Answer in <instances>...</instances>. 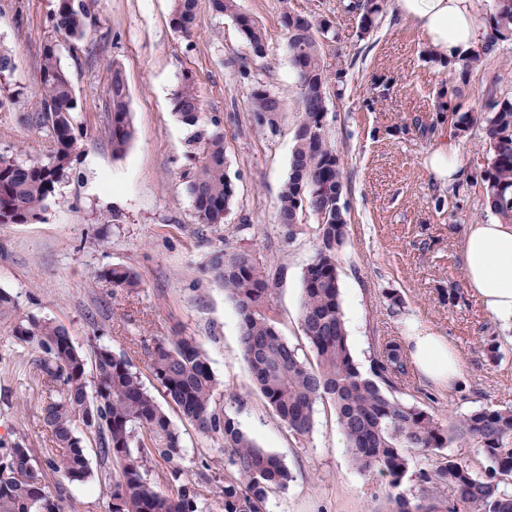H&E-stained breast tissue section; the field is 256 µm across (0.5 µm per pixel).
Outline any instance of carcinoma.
<instances>
[{"instance_id": "obj_1", "label": "carcinoma", "mask_w": 512, "mask_h": 512, "mask_svg": "<svg viewBox=\"0 0 512 512\" xmlns=\"http://www.w3.org/2000/svg\"><path fill=\"white\" fill-rule=\"evenodd\" d=\"M100 0H57L49 35L39 60L38 118L48 123L53 149L43 160L0 154V224L42 220L47 203L67 183L84 154L73 112L75 91L61 65L60 42L86 39L100 24ZM386 0H347L344 9L358 19L362 40L381 22ZM197 0H174L171 23L185 36L198 27ZM215 16L232 18L250 50L263 59L268 50L264 25L242 10L239 0H210ZM492 37L483 50L448 66L430 47L428 62L449 68L451 80L433 90L432 115L414 120L428 138L452 117L457 137L479 125L489 154L487 165L467 178L484 196L486 210L508 215L512 208V98L489 100L487 110H463L472 67L512 42V0H498L487 14ZM280 26L296 76L300 120L293 133L288 177L276 202L278 223L288 235L313 220L316 248L302 274L300 323L312 359L302 358L268 315L276 288L266 263L254 250H220L207 270L224 286L239 316V342L251 381L275 416L299 437L314 425L315 406L330 403L353 466L385 479L387 512H512V493L501 486L512 475V405L483 407L450 425L427 407L399 400L395 393L411 377L402 343L384 339L373 347L370 373L356 366L348 344L340 294L338 253L348 235L350 208L344 199L345 167L327 124V100L334 85L346 82L353 60L325 62L324 41L336 38L333 20L291 10L280 0ZM109 138L112 153L123 154L134 134L130 93L122 66L106 64ZM240 77L251 84L248 97L254 126L274 133L285 112L283 100L254 79L250 68ZM173 113L190 128L184 172L186 191L200 224H220L235 204L220 118L205 117L193 77L186 75L173 93ZM98 281L112 290L140 288L136 272L119 265L102 270ZM14 315L13 337L39 353L33 381L43 403L40 420L51 446L36 458L24 440L0 444V512H62L61 495L47 489L46 472L70 486L95 478L86 451L94 441L99 483L109 487L111 512H205L197 479L184 469L182 436L145 385L142 373L124 354L95 340L87 366L68 329L50 319L18 312L14 297L0 291V314ZM150 374L182 417L204 434L220 436L228 453L224 475L214 477L222 512H265L269 494L293 480L283 460L261 448L238 421L217 408V379L209 357L193 336L159 339L147 349ZM464 438L488 463L485 475L469 460L447 454ZM418 448L435 456L427 468H415L404 453ZM165 465L163 486L150 479L154 465ZM411 476L418 497L399 491Z\"/></svg>"}]
</instances>
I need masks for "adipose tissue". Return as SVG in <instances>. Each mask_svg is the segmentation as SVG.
<instances>
[{
	"label": "adipose tissue",
	"mask_w": 512,
	"mask_h": 512,
	"mask_svg": "<svg viewBox=\"0 0 512 512\" xmlns=\"http://www.w3.org/2000/svg\"><path fill=\"white\" fill-rule=\"evenodd\" d=\"M396 8L421 28L435 55L451 65L463 55L477 54L488 36L481 0H396ZM461 260L469 288L494 317L512 324V220L492 214L471 225ZM405 339L421 376L438 385L460 377L461 358L445 337L412 321Z\"/></svg>",
	"instance_id": "1"
}]
</instances>
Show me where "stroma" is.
Segmentation results:
<instances>
[{"instance_id":"stroma-1","label":"stroma","mask_w":512,"mask_h":512,"mask_svg":"<svg viewBox=\"0 0 512 512\" xmlns=\"http://www.w3.org/2000/svg\"><path fill=\"white\" fill-rule=\"evenodd\" d=\"M344 0H291L295 10L333 20L338 40L326 41L323 55L353 59L341 97L330 98L327 121L347 170L349 234L338 254L341 303L356 364L369 370L372 346L402 338L414 318L453 345L463 376L453 386L432 384L412 374L399 391L418 403L426 394L444 422L482 406L512 404V326L488 313L468 288L460 245L469 224L484 216L478 187L436 182L425 165L433 145L454 142L462 171L482 169L488 156L483 130L456 138L440 125L434 138L414 128L432 111L431 91L443 79L439 67L423 60L427 41L421 29L387 5L381 24L365 40ZM243 10L266 27L267 56L252 61L235 22L213 16L208 0H198L201 23L192 37L171 24L172 0H101L102 24L87 40L63 46L61 62L77 98L75 126L85 152L75 174L48 203L42 221L0 224V290L21 311L64 324L73 342L91 354L93 336L127 354L148 375L145 348L157 338L191 335L208 355L218 380L214 399L233 415L257 444L280 456L293 475L286 489L272 492L267 512H383L381 480L351 464L333 410L317 404L312 432L290 431L253 387L239 347L238 316L224 288L205 271L219 249L252 248L263 261L286 256L270 313L281 333L307 355L300 326L301 280L315 251L313 225L296 235L275 221L281 184L288 175L293 131L299 119L295 75L279 23L278 0H240ZM55 0H0V48L16 63L12 86L0 88V154L23 152L40 159L53 148L46 127L29 122L38 95L40 49L48 34ZM119 61L130 90L135 136L127 151L113 155L109 144L104 60ZM285 99L287 118L274 134L258 135L247 104L249 86L241 65ZM512 44L479 63L463 104L484 109L488 87L512 97ZM192 75L206 116H219L235 185L236 202L220 224L198 223L185 191L186 140L171 98L183 75ZM393 81L387 100L367 107L379 78ZM445 197V211L435 200ZM120 213L122 223L111 221ZM121 265L136 272L141 288L112 291L99 271ZM463 299L450 304V292ZM14 323L0 317V441L25 439L34 452L48 446L39 421L41 398L31 381L35 351L12 336ZM495 339L498 362L485 356V339ZM180 430L183 465L196 470L208 459L224 470L221 439L205 434L166 408ZM108 487L90 481L63 493L65 512H110Z\"/></svg>"}]
</instances>
